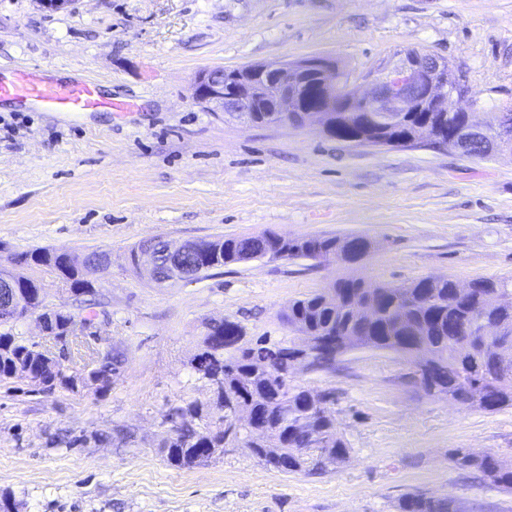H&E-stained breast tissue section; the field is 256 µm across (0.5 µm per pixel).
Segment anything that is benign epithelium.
Listing matches in <instances>:
<instances>
[{
  "instance_id": "7a95c632",
  "label": "benign epithelium",
  "mask_w": 512,
  "mask_h": 512,
  "mask_svg": "<svg viewBox=\"0 0 512 512\" xmlns=\"http://www.w3.org/2000/svg\"><path fill=\"white\" fill-rule=\"evenodd\" d=\"M436 60L422 55L400 54L389 65L366 76L368 91L359 95L350 92L351 111L365 113V120L384 125L397 124L407 112L420 103L430 112H441V119L453 111L452 102L457 91L439 80ZM274 84L280 91L271 100V110L286 120L300 115L309 122L322 112L336 111V99L325 88L336 87V67L325 57H312L295 63L263 62L240 68V74L224 79V70L206 69L194 80L195 99L213 112H225L246 122L253 121L258 95ZM462 133L494 135L502 144L512 143V135L505 128L487 130L473 125ZM196 250V242L172 245L163 239L149 240L136 249V264L142 275L150 281H159L157 266L165 265L171 280L187 277L180 261ZM80 337L98 343L91 324L76 322L69 326L65 337L56 340L62 354L69 353L70 340Z\"/></svg>"
}]
</instances>
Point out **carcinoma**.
I'll return each instance as SVG.
<instances>
[{
	"label": "carcinoma",
	"instance_id": "cac0c4a2",
	"mask_svg": "<svg viewBox=\"0 0 512 512\" xmlns=\"http://www.w3.org/2000/svg\"><path fill=\"white\" fill-rule=\"evenodd\" d=\"M434 120L432 112H410L402 127L364 128L362 113L333 112L326 133L357 145L405 146L417 127ZM462 153L489 157L496 150L487 139L467 141ZM208 255L185 260L208 272L228 264L254 260H313L336 253L335 261L348 265L353 257L374 241L362 235L281 237L273 233L256 236L217 238L206 241ZM26 265L46 267L70 283L74 294L95 290L96 272L70 264L67 250L38 247L20 255ZM23 308L41 311L47 329L61 338L75 320L69 311L45 304L41 284L24 277L8 289ZM478 311L498 325L500 333L492 343L509 350L490 351L485 337L467 338L466 322ZM288 326L319 340L353 337L358 347L395 353L409 363L424 354L433 360L434 377L420 384L425 394L453 400L458 404L497 411L512 407V279L482 277L470 282L461 296L450 277H422L396 285H370L353 276L338 279L324 292L288 303ZM292 344L259 339L245 340L244 327L223 319L206 325L200 351L191 359L198 378L222 388L224 407L221 422L204 423L206 402L191 400L172 408L167 416L168 437L161 442L169 464L190 469L228 448H244L260 464L279 473L322 474L347 454L346 442L336 431L330 390L292 385ZM341 353L329 346L309 352L315 371H334ZM123 354L112 351L86 375L66 374L54 356L23 343L10 332L0 333V383L21 376L34 381L42 391L73 389L91 382L107 390L112 376L119 374ZM451 462L461 469L479 472L489 484L512 490V465L496 458L456 452ZM400 512H458L451 499H435L423 492L405 496Z\"/></svg>",
	"mask_w": 512,
	"mask_h": 512
}]
</instances>
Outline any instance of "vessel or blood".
Returning a JSON list of instances; mask_svg holds the SVG:
<instances>
[{
  "label": "vessel or blood",
  "mask_w": 512,
  "mask_h": 512,
  "mask_svg": "<svg viewBox=\"0 0 512 512\" xmlns=\"http://www.w3.org/2000/svg\"><path fill=\"white\" fill-rule=\"evenodd\" d=\"M28 99L57 112H95L107 107L97 87L85 80L58 82L42 78L36 70L20 72L11 81L0 80V99Z\"/></svg>",
  "instance_id": "1"
}]
</instances>
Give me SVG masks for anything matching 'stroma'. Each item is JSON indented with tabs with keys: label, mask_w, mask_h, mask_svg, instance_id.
Returning <instances> with one entry per match:
<instances>
[{
	"label": "stroma",
	"mask_w": 512,
	"mask_h": 512,
	"mask_svg": "<svg viewBox=\"0 0 512 512\" xmlns=\"http://www.w3.org/2000/svg\"><path fill=\"white\" fill-rule=\"evenodd\" d=\"M407 49L463 75L454 107L512 106V0H0V74L36 67L88 80L115 110L75 115L0 100V264L54 246L108 251L91 299L45 267L21 266L45 302L95 312L124 355L108 391L0 385V502L12 512H398L421 490L463 512H512V491L457 469L463 450L512 464V407L489 412L424 394L400 356L361 349L297 384L333 389L348 453L328 473L284 475L243 451L188 470L167 465V415L207 400L193 372L204 325L241 323L247 340L294 341L290 301L353 275L399 284L512 278V151L482 159L425 143L353 145L320 124H246L192 96L196 75L313 56L350 88ZM274 232L359 234L381 243L344 267L250 261L157 285L128 253Z\"/></svg>",
	"instance_id": "stroma-1"
}]
</instances>
